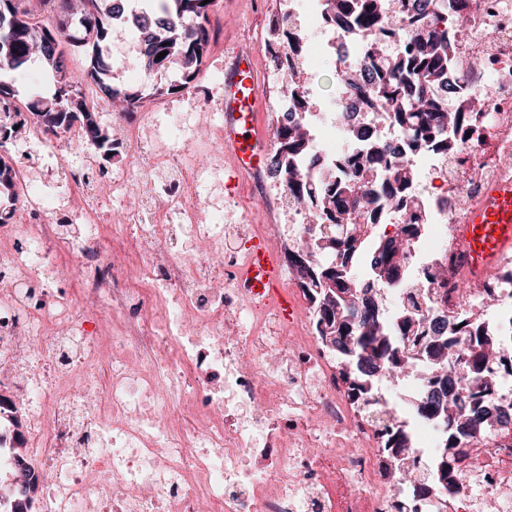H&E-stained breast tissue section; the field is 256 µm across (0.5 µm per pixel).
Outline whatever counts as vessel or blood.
<instances>
[{
    "mask_svg": "<svg viewBox=\"0 0 512 512\" xmlns=\"http://www.w3.org/2000/svg\"><path fill=\"white\" fill-rule=\"evenodd\" d=\"M223 92V151L237 162L240 173L258 170L271 134L258 121L260 94L251 56L234 54L221 81ZM454 246L467 281L480 284L494 273L500 260L512 254V180L487 185L480 199L456 225ZM246 287L268 294L283 308L291 301L280 289V260L266 245H257L242 274Z\"/></svg>",
    "mask_w": 512,
    "mask_h": 512,
    "instance_id": "vessel-or-blood-1",
    "label": "vessel or blood"
}]
</instances>
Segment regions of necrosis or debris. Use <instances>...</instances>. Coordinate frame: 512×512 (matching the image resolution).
I'll use <instances>...</instances> for the list:
<instances>
[{
	"mask_svg": "<svg viewBox=\"0 0 512 512\" xmlns=\"http://www.w3.org/2000/svg\"><path fill=\"white\" fill-rule=\"evenodd\" d=\"M448 21V73L437 99L462 113V132L410 147L404 132L379 121L377 108L350 94L341 101L402 150L415 169L412 188L428 226L412 248L418 287L432 300L430 320L481 322L512 349V258L491 289L466 288L452 248L454 227L489 183L512 179V0H440ZM478 68L459 80L460 62ZM155 115L117 124L118 169L84 153H57L52 131L30 127L38 168L14 167V220L0 225V384L28 418L25 439L42 471V512H512V423L468 440L453 464L457 491L419 497L398 477L387 446L402 426L415 442L408 465L426 473L438 443L435 422L413 413L436 386L426 360L399 387L356 393L331 346L317 335L301 280H282L293 318L239 281L255 241L279 255L302 243L308 211L284 224H214L208 170L198 155L223 136L222 124L192 119L197 152L154 125ZM335 121L312 125L319 167L354 158ZM148 190L122 223L104 215L124 205L135 181ZM109 186L98 194L97 184ZM129 240L135 260L115 262L109 240ZM223 252L215 269L197 250ZM78 258L82 288L59 287L53 248ZM34 284L33 294L19 286ZM161 319H154V309ZM107 310L112 343L85 322Z\"/></svg>",
	"mask_w": 512,
	"mask_h": 512,
	"instance_id": "1",
	"label": "necrosis or debris"
}]
</instances>
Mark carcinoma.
<instances>
[{"mask_svg": "<svg viewBox=\"0 0 512 512\" xmlns=\"http://www.w3.org/2000/svg\"><path fill=\"white\" fill-rule=\"evenodd\" d=\"M81 12L73 9V0H39V13L28 7L27 0H0V16L7 20L0 27V72L20 71L32 61V51H40V61L57 84V94L48 103H33L21 110H4L0 116V146L17 134L14 127L38 123L50 130L67 133L78 125L86 145L109 156L112 130L94 120L96 107L87 102L84 87L93 84L99 98L118 100L123 110L140 105L144 94L139 90L119 89L112 85V57L101 44L112 36L113 20L118 11L114 0H80ZM216 0H145V10L136 18L145 45V69L180 68L182 79L193 80L200 72L210 41V13ZM384 0H326L331 21L341 27L352 24L360 28L371 50L385 33ZM406 35L412 41L413 55L392 57L380 66L374 84L356 86L359 95L374 101L382 109L381 119L400 128H408L412 145L426 140L444 143L448 127L460 128L462 115L448 111L434 95V86L448 68V23L437 14L417 22ZM83 51L88 58L86 70L75 76L68 70L64 50ZM166 52L159 59L160 52ZM276 148L269 167L288 200L296 207L312 206L319 223L316 235L298 250L288 253V265L307 286L314 306V320L321 336L336 350L340 361L352 362L346 374L351 385L363 395L378 391L386 378L402 374L406 337L420 320L422 306L430 298L417 288L408 287L409 252L422 235L425 225L413 220L395 225L392 234L377 223L386 207L409 199L413 173L403 169L375 172L360 164L345 162L348 170L336 179L328 173L322 181L329 188L314 194L309 183L310 170L316 160L310 152L309 132L300 121L283 123L275 129ZM350 145L366 152L367 161L382 157L387 141L370 128L350 127L346 131ZM10 166L0 156V197L16 201ZM378 289L401 290L402 304L395 324L384 318L375 299L361 288L364 280ZM457 334L442 338L430 351L433 359L446 358L462 368L468 376L467 396L444 399L434 392L422 397L416 415L436 417L452 430L440 433L436 454L439 479L446 490H456L450 477L453 469L451 449L470 431L490 417V403L496 378L489 375L491 363L501 366L504 375L512 376V356H500L493 336L472 341L470 324L456 326ZM10 414L17 431L10 446L3 448L11 460V477L19 476L15 455L24 447L19 431L21 419L12 402L0 396V415ZM394 454L403 455L413 447L411 435L399 429L389 441ZM20 487L9 483L0 492V512H34V499L22 503Z\"/></svg>", "mask_w": 512, "mask_h": 512, "instance_id": "carcinoma-1", "label": "carcinoma"}]
</instances>
